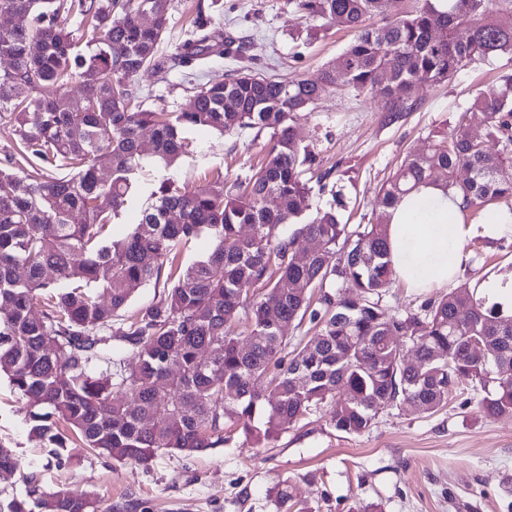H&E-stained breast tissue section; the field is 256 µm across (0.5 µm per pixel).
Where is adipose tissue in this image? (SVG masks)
Returning a JSON list of instances; mask_svg holds the SVG:
<instances>
[{
  "instance_id": "adipose-tissue-1",
  "label": "adipose tissue",
  "mask_w": 512,
  "mask_h": 512,
  "mask_svg": "<svg viewBox=\"0 0 512 512\" xmlns=\"http://www.w3.org/2000/svg\"><path fill=\"white\" fill-rule=\"evenodd\" d=\"M506 226L500 216L467 224L458 199L439 185H420L391 209L388 244L395 277L417 290L445 288L467 259L464 245L473 231L494 239Z\"/></svg>"
}]
</instances>
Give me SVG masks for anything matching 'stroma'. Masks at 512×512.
I'll use <instances>...</instances> for the list:
<instances>
[{
  "mask_svg": "<svg viewBox=\"0 0 512 512\" xmlns=\"http://www.w3.org/2000/svg\"><path fill=\"white\" fill-rule=\"evenodd\" d=\"M206 19L218 50L188 67L149 70L135 80L142 107L174 112L187 107L195 84L223 80L249 68L268 76H318L353 41L348 29L319 28L292 0H170L169 26L159 46L176 53ZM512 71V61L469 67L442 86L422 85L413 111L391 117L380 99L345 90L319 103L296 124L313 148L328 189L314 195L317 207L343 203L350 226L374 222L378 191L409 153L428 151L435 135L449 131L476 94ZM191 151L174 171L181 183L203 184L217 176L246 175L265 160L269 132L239 129L224 135L187 131ZM469 260L458 280L512 278V232L490 240L473 234ZM472 390L451 395L433 415L404 404L380 410L359 435L336 431L329 407L291 425L268 447L254 448L242 430L224 446L186 458L163 453L146 464H120L82 454L66 469L49 465L44 449L28 437L27 398L0 377V445L19 461L16 474L0 480V495L23 491V478L39 471L46 490L71 489L103 512H277L275 489L287 482L308 512H512V418H489Z\"/></svg>",
  "mask_w": 512,
  "mask_h": 512,
  "instance_id": "obj_1",
  "label": "stroma"
}]
</instances>
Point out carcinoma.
<instances>
[{
	"mask_svg": "<svg viewBox=\"0 0 512 512\" xmlns=\"http://www.w3.org/2000/svg\"><path fill=\"white\" fill-rule=\"evenodd\" d=\"M387 2L294 0L302 17L355 32L336 66L291 81L243 69L196 87L190 110L153 112L135 104L134 82L146 69L166 68L158 48L169 0H0V11L19 16L0 33V57L11 61L0 83L12 90L0 98V112L9 113L34 160L30 173L0 169V374L32 402L29 438L50 449L57 466L74 462L76 441L118 463L173 451L193 456L223 445L226 430L257 415L244 433L265 447L324 405L335 430L360 434L381 408L439 411L463 382L480 395L481 413L512 417V315L484 306L465 283L420 313L394 315L382 305L393 278L386 210L414 186L443 184L461 198L466 221L490 210L512 220V206H501L512 199V178L503 175L512 166V74L480 91L430 151L404 158L380 190L376 222L352 230L336 207L311 209L313 184L324 189L328 173L306 177L317 157L295 123L339 91L336 68L344 70L343 86L398 113L414 108L425 83L512 60V28L494 20L496 0L442 7L419 0L412 10L394 0L389 21L370 23ZM145 7L154 10L149 27L138 19ZM74 9L97 32L88 50L60 23ZM206 27L198 22L197 37L170 62L206 59ZM73 88L85 100L82 112L72 106ZM147 127L154 148L145 156ZM246 127L270 132L264 165L192 188L164 176L140 222L109 237L138 194L142 171H167L185 152L184 129ZM172 211L175 223L167 220ZM203 233L211 251L183 269L164 299L114 322L135 288L159 278L180 246ZM302 239L320 248L298 262ZM288 282L295 287H281ZM242 312L251 321L246 349L235 328ZM306 317L319 334L288 350L280 324ZM115 341L135 366L125 368ZM436 349L446 361L431 359ZM408 350L414 358H404ZM297 366L308 377L302 387L292 374ZM25 482L24 493L0 500V512H94L82 494L47 491L32 476Z\"/></svg>",
	"mask_w": 512,
	"mask_h": 512,
	"instance_id": "carcinoma-1",
	"label": "carcinoma"
}]
</instances>
